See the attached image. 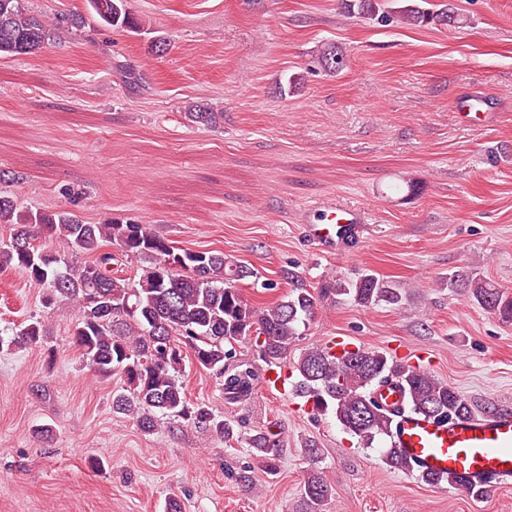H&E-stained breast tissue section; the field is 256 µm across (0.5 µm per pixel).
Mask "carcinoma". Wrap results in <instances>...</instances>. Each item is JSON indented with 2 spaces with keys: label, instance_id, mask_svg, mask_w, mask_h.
Instances as JSON below:
<instances>
[{
  "label": "carcinoma",
  "instance_id": "cac0c4a2",
  "mask_svg": "<svg viewBox=\"0 0 512 512\" xmlns=\"http://www.w3.org/2000/svg\"><path fill=\"white\" fill-rule=\"evenodd\" d=\"M88 6L103 26L140 29L127 0H88ZM341 9L386 25L427 28L464 22L448 4L430 6L428 0H341ZM58 28L31 14L25 0H0V57L42 49ZM316 65L334 74L346 66V59L336 46L326 45L318 50ZM118 68L129 89L143 86V74L124 64ZM187 117L215 127L222 113L198 104L189 106ZM0 224L10 228L8 241H0V271L21 270L45 292L47 303L58 295L79 303L72 344L99 375L117 373L123 378L122 391L112 394V411L132 417L145 433L154 430L159 412L205 424L226 440L234 437L229 421L190 404L182 380V346L190 348L193 362L222 381L225 400L240 402L251 398L259 376L250 362L228 367L239 342L254 341L258 358L275 366L287 362L288 351L303 335L301 328L314 316L320 298L346 295L363 307L399 306L404 300L401 289L371 272L327 282L316 293L302 278L289 274L288 295L256 308L239 286L252 276L248 267L222 251L188 249L182 251L179 266L169 267L166 257L173 246L145 224H87L71 209L34 211L18 197L1 192ZM39 239L59 240L87 259L71 263L58 251L35 244ZM123 259L137 262L134 278L112 273V262ZM448 287L463 289L483 310L512 320V296L480 274L455 271L448 275ZM42 336V322L32 320L13 341L38 344ZM293 368L298 372L297 394L322 415L335 418L367 448L377 439L390 441L391 414L380 404L376 389L394 377L402 385L406 406L425 417L446 420L486 411L430 372L399 365L376 350L361 349L339 358L313 345L301 350ZM250 444L267 473L275 474L283 455L278 434L259 432L250 437ZM383 459L393 470L415 473L413 462L397 448L383 449ZM301 496L305 512H324L329 504L331 489L317 468L306 474Z\"/></svg>",
  "mask_w": 512,
  "mask_h": 512
}]
</instances>
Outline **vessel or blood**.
Wrapping results in <instances>:
<instances>
[{"label":"vessel or blood","instance_id":"obj_1","mask_svg":"<svg viewBox=\"0 0 512 512\" xmlns=\"http://www.w3.org/2000/svg\"><path fill=\"white\" fill-rule=\"evenodd\" d=\"M462 122L486 128L498 122L494 100L477 92L457 97ZM365 232L358 206L330 200L315 208L305 224L309 240L323 252L347 249ZM398 363L429 368L426 352L400 343L394 348ZM394 444L423 474L459 479L461 489L512 486V405L491 412L441 422L414 413H400Z\"/></svg>","mask_w":512,"mask_h":512}]
</instances>
